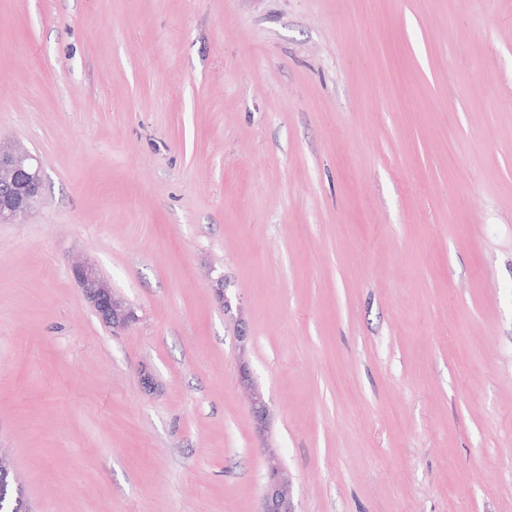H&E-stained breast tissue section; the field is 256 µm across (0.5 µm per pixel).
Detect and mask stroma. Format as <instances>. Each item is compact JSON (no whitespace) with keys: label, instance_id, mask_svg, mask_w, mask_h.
Returning <instances> with one entry per match:
<instances>
[{"label":"stroma","instance_id":"stroma-1","mask_svg":"<svg viewBox=\"0 0 512 512\" xmlns=\"http://www.w3.org/2000/svg\"><path fill=\"white\" fill-rule=\"evenodd\" d=\"M1 137L31 512H259L266 448L295 512H512V0H0ZM0 224L23 223L42 196L38 159L15 144L0 140ZM71 274L86 304L113 332L128 329L137 322L134 308L113 292L111 283L95 265L74 260Z\"/></svg>","mask_w":512,"mask_h":512}]
</instances>
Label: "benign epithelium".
I'll use <instances>...</instances> for the list:
<instances>
[{
  "label": "benign epithelium",
  "mask_w": 512,
  "mask_h": 512,
  "mask_svg": "<svg viewBox=\"0 0 512 512\" xmlns=\"http://www.w3.org/2000/svg\"><path fill=\"white\" fill-rule=\"evenodd\" d=\"M0 224H20L34 211L42 196L43 180L38 159L15 144L0 140ZM72 277L86 304L104 324L117 332L130 328L138 320L134 308L117 296L111 283L95 265L81 260L71 263ZM267 473L260 512H295L291 480L274 448L264 449ZM0 505L11 510L17 477L9 456L0 450Z\"/></svg>",
  "instance_id": "obj_1"
}]
</instances>
